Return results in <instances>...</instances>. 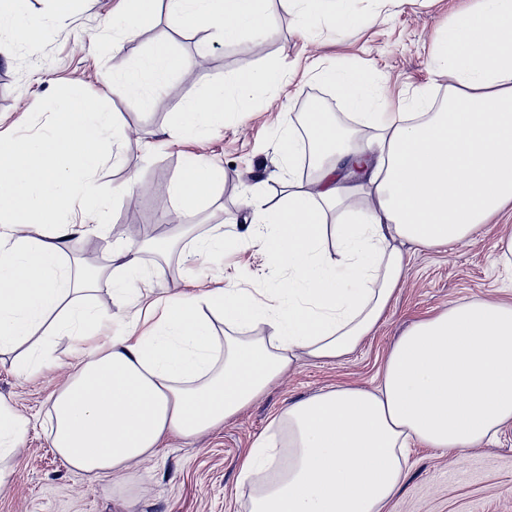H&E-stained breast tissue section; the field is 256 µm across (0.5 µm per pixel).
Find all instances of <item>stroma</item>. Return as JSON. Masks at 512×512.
I'll return each mask as SVG.
<instances>
[{
	"mask_svg": "<svg viewBox=\"0 0 512 512\" xmlns=\"http://www.w3.org/2000/svg\"><path fill=\"white\" fill-rule=\"evenodd\" d=\"M477 0H357L361 16L348 33L318 19L312 30L298 27L279 0H271L260 36L236 42L199 30L181 29L166 5L135 34L117 28L120 0H75L63 23L51 16L49 0H25L29 17L45 22L43 36L20 45L10 23H0V137L14 139L46 132L56 102L67 86L78 85L115 113L126 140L122 159L107 163L92 182L107 226L104 236L72 241L70 263L112 270V258L127 242L141 241L148 287L161 294L191 291L193 280L220 288L235 277L252 288H275L288 277L260 245L204 263L184 261L180 251L159 258L150 235L174 233L175 202L170 193L154 199L127 190L158 178L164 185L182 173L187 158L220 163L226 181L218 196L195 218L193 235L231 218H248L257 197L276 203L284 183L303 182L297 167L280 162L277 136L302 100L321 96L332 118L354 140L375 137L373 128L349 123L347 105L332 84L308 74L312 62L341 64L381 81L392 98L421 86L445 90L448 79L431 73L434 37L454 12ZM170 43L178 69L153 96L150 110L112 88L113 72L135 64L158 44ZM281 66L288 83L255 95L248 111L233 113L223 125L172 145L166 132L181 105L208 83L231 82L243 70ZM512 230V218L479 231L444 251H418L407 258L402 282L380 324L350 355L340 360L302 359L273 383L244 413L193 439L170 438L158 455L122 480L92 479L70 468L49 441L50 395L62 378L54 368L21 373L13 355L0 359V396L29 418L26 438L8 486L0 491V512H246L236 493L241 458L288 402L339 383L372 386L389 350L414 321L458 300L503 297L512 289V264L497 261L494 244ZM411 471L390 512H512V428L491 444L457 456L422 445L410 450Z\"/></svg>",
	"mask_w": 512,
	"mask_h": 512,
	"instance_id": "obj_1",
	"label": "stroma"
}]
</instances>
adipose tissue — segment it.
Returning a JSON list of instances; mask_svg holds the SVG:
<instances>
[{"mask_svg": "<svg viewBox=\"0 0 512 512\" xmlns=\"http://www.w3.org/2000/svg\"><path fill=\"white\" fill-rule=\"evenodd\" d=\"M266 2L167 0V8L183 30L234 40L263 30ZM281 2L305 28L327 12L340 33L358 22L354 0ZM175 66L160 45L113 84L147 108ZM430 66L450 79L435 110L427 89L394 101L348 67L318 71L376 129L375 140L350 145L311 116L308 148L321 160L313 180L286 184L273 205L255 199L245 232L228 236L218 224L184 246L190 259L260 242L288 272L261 301L237 280L151 298L130 245L111 278L132 310L99 311L91 299L101 273L64 260L71 236L104 232L88 223L93 204L72 176L106 164L100 145L120 143V126L69 90L49 135L0 141V354L34 339L41 364L53 337L73 341L69 378L51 395V445L67 465L122 473L165 439L196 438L243 412L301 358L351 354L384 318L409 252L470 239L512 209V0L459 10ZM284 79L265 66L209 84L181 106L170 141L246 111ZM353 170L364 176L360 200L344 181ZM225 177L220 164L188 160L170 187L178 219L194 218ZM46 226L53 241L39 237ZM28 426L0 397V486ZM271 426L240 464L247 512H389L411 445L462 453L512 428V300L456 302L417 320L392 345L375 387H328L286 405Z\"/></svg>", "mask_w": 512, "mask_h": 512, "instance_id": "ef3b65f1", "label": "adipose tissue"}]
</instances>
